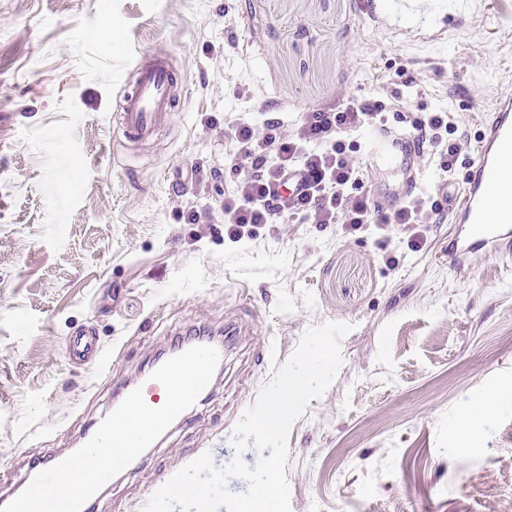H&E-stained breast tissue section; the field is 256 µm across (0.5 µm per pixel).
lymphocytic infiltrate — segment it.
<instances>
[{"label":"lymphocytic infiltrate","instance_id":"1","mask_svg":"<svg viewBox=\"0 0 512 512\" xmlns=\"http://www.w3.org/2000/svg\"><path fill=\"white\" fill-rule=\"evenodd\" d=\"M386 104L376 98L345 100L300 113L293 123L279 116L255 121L241 115L225 135L236 146L230 170L235 188L224 197V233L237 242L287 218L292 224H339L349 234L369 224H395L418 247V225L436 223L443 200L418 194L402 207H378L364 186L368 170L354 132L385 127ZM410 128L423 141L442 172L454 171L467 134L450 112L438 109Z\"/></svg>","mask_w":512,"mask_h":512}]
</instances>
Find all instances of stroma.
<instances>
[{
	"label": "stroma",
	"mask_w": 512,
	"mask_h": 512,
	"mask_svg": "<svg viewBox=\"0 0 512 512\" xmlns=\"http://www.w3.org/2000/svg\"><path fill=\"white\" fill-rule=\"evenodd\" d=\"M166 51L182 76L168 123L133 154L113 116L132 64ZM512 94V0H473L439 38L381 25L358 0H0V477L72 450L117 384L186 333H237L211 393L99 512H141L160 468L211 453L310 325L351 324L343 363L289 437L292 512H497L512 498V259L448 267L451 215L350 235L270 224L224 239L235 152L224 124L378 97L390 126L450 110L470 141L453 175L423 158L420 191L461 189L482 119ZM198 170L207 192L183 183ZM208 215L204 224L191 212ZM95 330L110 370L68 362ZM274 362L261 361L267 348ZM465 424L468 444L452 430Z\"/></svg>",
	"instance_id": "35a3bbf8"
}]
</instances>
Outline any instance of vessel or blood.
Returning a JSON list of instances; mask_svg holds the SVG:
<instances>
[{
    "mask_svg": "<svg viewBox=\"0 0 512 512\" xmlns=\"http://www.w3.org/2000/svg\"><path fill=\"white\" fill-rule=\"evenodd\" d=\"M373 20L393 18L416 24L417 33L430 37L446 32L448 12L442 0H362ZM178 79L167 53L158 52L132 66L130 85L124 92L117 121L131 142L148 139L169 118ZM373 169L388 174L374 194L377 203L397 207L417 192L414 171L422 148L403 129L373 131L367 136ZM460 231L448 244V265L461 272L475 268L490 255L512 257V95H500L484 121L469 163L461 196L451 211ZM72 364L109 365L96 334L83 329L70 339Z\"/></svg>",
    "mask_w": 512,
    "mask_h": 512,
    "instance_id": "obj_1",
    "label": "vessel or blood"
}]
</instances>
